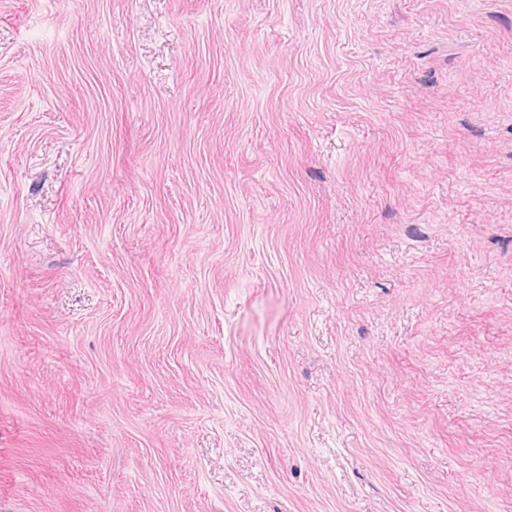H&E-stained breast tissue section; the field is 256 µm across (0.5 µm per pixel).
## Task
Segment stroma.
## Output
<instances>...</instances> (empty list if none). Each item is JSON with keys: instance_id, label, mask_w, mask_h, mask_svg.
<instances>
[{"instance_id": "stroma-1", "label": "stroma", "mask_w": 512, "mask_h": 512, "mask_svg": "<svg viewBox=\"0 0 512 512\" xmlns=\"http://www.w3.org/2000/svg\"><path fill=\"white\" fill-rule=\"evenodd\" d=\"M0 512H512V0H0Z\"/></svg>"}]
</instances>
